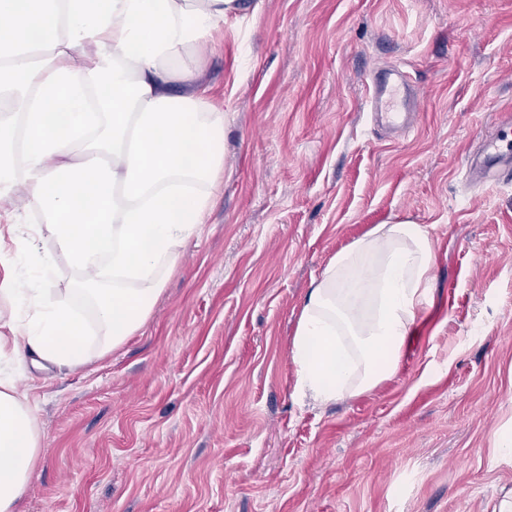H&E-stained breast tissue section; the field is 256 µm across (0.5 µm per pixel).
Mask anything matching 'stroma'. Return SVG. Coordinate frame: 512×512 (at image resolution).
<instances>
[{
    "label": "stroma",
    "instance_id": "35a3bbf8",
    "mask_svg": "<svg viewBox=\"0 0 512 512\" xmlns=\"http://www.w3.org/2000/svg\"><path fill=\"white\" fill-rule=\"evenodd\" d=\"M202 55L224 186L146 325L70 370L8 366L42 437L19 512H491L512 492V183H472L512 113V0H241ZM411 78L387 136L371 74ZM428 225L432 305L394 373L322 406L291 342L376 225Z\"/></svg>",
    "mask_w": 512,
    "mask_h": 512
}]
</instances>
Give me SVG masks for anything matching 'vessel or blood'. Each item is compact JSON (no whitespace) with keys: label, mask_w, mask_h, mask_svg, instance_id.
<instances>
[{"label":"vessel or blood","mask_w":512,"mask_h":512,"mask_svg":"<svg viewBox=\"0 0 512 512\" xmlns=\"http://www.w3.org/2000/svg\"><path fill=\"white\" fill-rule=\"evenodd\" d=\"M410 86L400 66L393 65L375 70L368 85L366 102L375 118L388 125L410 128V116L414 113V102L409 94ZM506 139L504 130L487 135L483 141V162L467 169L469 176L479 180L491 178L502 180L512 175V156L503 150Z\"/></svg>","instance_id":"b4317fda"}]
</instances>
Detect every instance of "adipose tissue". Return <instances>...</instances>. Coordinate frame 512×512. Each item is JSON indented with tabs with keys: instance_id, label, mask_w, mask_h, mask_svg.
<instances>
[{
	"instance_id": "1",
	"label": "adipose tissue",
	"mask_w": 512,
	"mask_h": 512,
	"mask_svg": "<svg viewBox=\"0 0 512 512\" xmlns=\"http://www.w3.org/2000/svg\"><path fill=\"white\" fill-rule=\"evenodd\" d=\"M239 9L0 0V360L79 367L150 319L162 273L201 232L224 177L228 118L201 79L199 49ZM20 199L38 220L25 233ZM434 256L427 226L400 220L328 262L292 341L300 393L325 405L388 378L430 302ZM61 259L93 324L55 297ZM91 328L102 338L93 350ZM40 448L26 396L0 373V512H15Z\"/></svg>"
}]
</instances>
